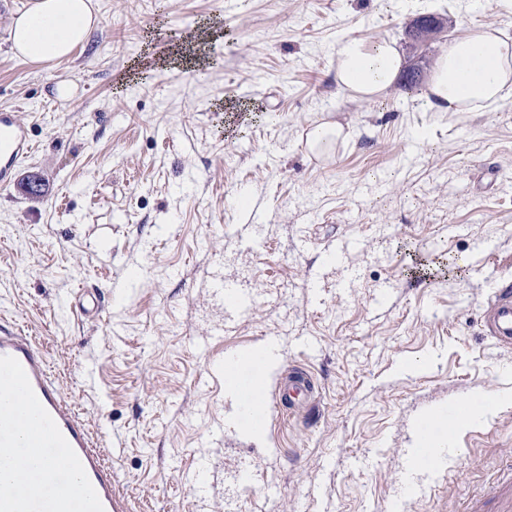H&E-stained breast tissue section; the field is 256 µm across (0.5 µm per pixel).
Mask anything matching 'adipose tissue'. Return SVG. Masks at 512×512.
I'll return each instance as SVG.
<instances>
[{
	"label": "adipose tissue",
	"mask_w": 512,
	"mask_h": 512,
	"mask_svg": "<svg viewBox=\"0 0 512 512\" xmlns=\"http://www.w3.org/2000/svg\"><path fill=\"white\" fill-rule=\"evenodd\" d=\"M100 23L91 0H31L9 29L14 53L32 63L54 62L82 46ZM403 66L395 41L351 37L336 48V81L363 98L384 95ZM438 112H480L512 98V38L480 27L450 42L426 84Z\"/></svg>",
	"instance_id": "ef3b65f1"
}]
</instances>
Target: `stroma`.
I'll return each instance as SVG.
<instances>
[{"mask_svg": "<svg viewBox=\"0 0 512 512\" xmlns=\"http://www.w3.org/2000/svg\"><path fill=\"white\" fill-rule=\"evenodd\" d=\"M28 3L0 0V108L35 145L0 188V314L43 346L136 512L492 507L512 482V353L478 323L512 278V108L437 112L423 90L468 29L512 37V0H95L84 47L45 65L10 49ZM426 15L438 31L413 40ZM349 37L397 40L415 90L351 98ZM191 40L211 67L175 65ZM324 123L345 138L314 162L301 131ZM214 274L252 291L249 313L231 316ZM81 288L101 317L75 313ZM268 342L262 394L297 365L315 397L266 433L227 427L210 369ZM492 393L497 413L449 432L451 403ZM420 417L447 451L433 463L413 453ZM197 468L200 492L182 482Z\"/></svg>", "mask_w": 512, "mask_h": 512, "instance_id": "obj_1", "label": "stroma"}]
</instances>
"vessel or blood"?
<instances>
[{
	"label": "vessel or blood",
	"instance_id": "obj_1",
	"mask_svg": "<svg viewBox=\"0 0 512 512\" xmlns=\"http://www.w3.org/2000/svg\"><path fill=\"white\" fill-rule=\"evenodd\" d=\"M33 149L26 126L0 111V187L14 185ZM482 332L512 348V282L490 292ZM258 358L236 353L218 373L230 394L229 425L257 433L267 404L253 382ZM77 480L79 498L59 493ZM0 512H133L118 473L98 448L88 422L52 376L46 352L13 319L0 318Z\"/></svg>",
	"mask_w": 512,
	"mask_h": 512
}]
</instances>
